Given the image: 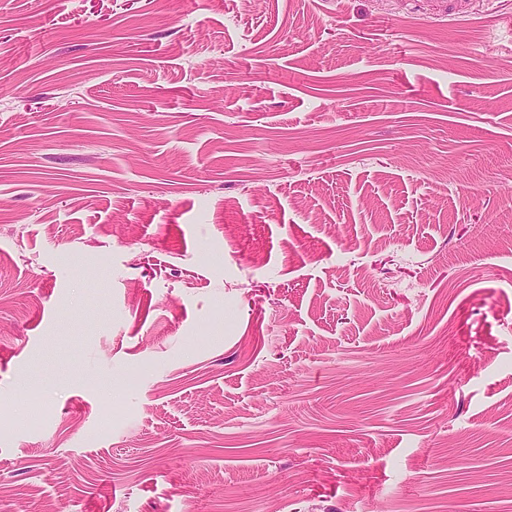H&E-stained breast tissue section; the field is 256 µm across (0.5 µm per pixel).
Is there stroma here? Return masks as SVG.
Returning a JSON list of instances; mask_svg holds the SVG:
<instances>
[{
	"instance_id": "35a3bbf8",
	"label": "stroma",
	"mask_w": 512,
	"mask_h": 512,
	"mask_svg": "<svg viewBox=\"0 0 512 512\" xmlns=\"http://www.w3.org/2000/svg\"><path fill=\"white\" fill-rule=\"evenodd\" d=\"M0 512H512V0H0Z\"/></svg>"
}]
</instances>
